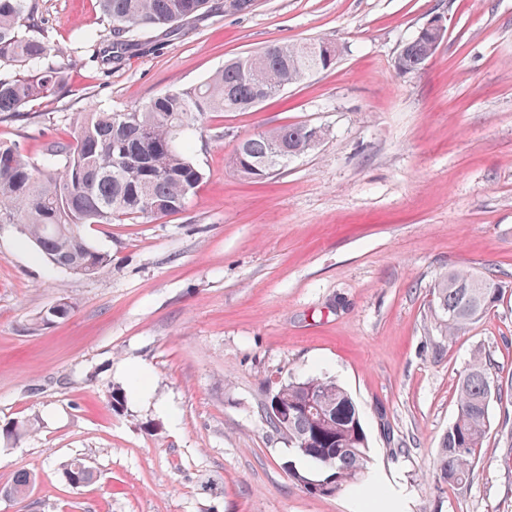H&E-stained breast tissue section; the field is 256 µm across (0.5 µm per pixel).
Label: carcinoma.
Returning a JSON list of instances; mask_svg holds the SVG:
<instances>
[{"instance_id":"carcinoma-1","label":"carcinoma","mask_w":512,"mask_h":512,"mask_svg":"<svg viewBox=\"0 0 512 512\" xmlns=\"http://www.w3.org/2000/svg\"><path fill=\"white\" fill-rule=\"evenodd\" d=\"M108 31L89 61L108 67L139 45L144 31L172 33L210 11V0H99ZM35 0H0V65L25 68L0 73V116L66 89L64 54L42 34ZM322 40L275 41L237 57L205 82L168 90L126 112H80L69 142H53L47 158L31 162L16 143L0 142V224H15L54 269L91 275L112 266V255L83 233L91 224L126 219L159 220L182 211L203 180L190 158L191 141L212 112L246 110L336 64ZM437 50L415 34L395 60V69H421ZM327 135L307 123L284 124L239 140L233 151L238 175L261 180L314 150ZM433 318L453 337L482 320L501 290L473 273L451 269L434 286ZM61 298L40 312L34 326L48 328L69 317ZM501 387L487 361L475 357L457 382L458 412L440 441L432 478L462 489L473 476L491 429L489 407ZM288 408V445L302 466L289 472L297 484L317 482L340 491L369 477V437L355 401L324 374L289 377L271 393ZM81 484L92 469L75 458L64 467ZM31 477L21 475L6 490L27 496Z\"/></svg>"}]
</instances>
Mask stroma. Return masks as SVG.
<instances>
[{
	"instance_id": "stroma-1",
	"label": "stroma",
	"mask_w": 512,
	"mask_h": 512,
	"mask_svg": "<svg viewBox=\"0 0 512 512\" xmlns=\"http://www.w3.org/2000/svg\"><path fill=\"white\" fill-rule=\"evenodd\" d=\"M212 2L106 72L87 60L107 32L97 0H37L67 88L0 121V141L35 162L71 138L76 113L200 84L272 41L323 38L339 53L275 98L209 115L192 153L204 179L181 212L85 227L108 271L51 269L0 224V512H512V393L492 405L470 484L431 478L470 360L512 376V0ZM436 13L443 42L399 73ZM297 122L328 134L270 179L233 172L238 140ZM451 269L503 297L449 338L431 303ZM63 296L70 317L34 329ZM312 372L361 412L382 487L369 506L351 487L319 497L294 483L288 440L265 420L276 384ZM135 377L148 398L112 411L109 392ZM15 421L29 432L6 435ZM77 457L94 471L79 488L64 474ZM24 473L28 497H6ZM420 29L404 45L395 60V69L400 73H413L421 69L440 45H435L434 40L420 35Z\"/></svg>"
}]
</instances>
